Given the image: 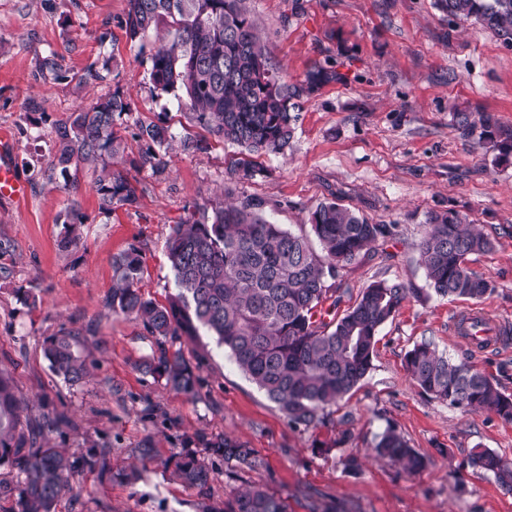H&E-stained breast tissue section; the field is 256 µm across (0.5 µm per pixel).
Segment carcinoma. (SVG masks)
I'll return each instance as SVG.
<instances>
[{
	"instance_id": "cac0c4a2",
	"label": "carcinoma",
	"mask_w": 512,
	"mask_h": 512,
	"mask_svg": "<svg viewBox=\"0 0 512 512\" xmlns=\"http://www.w3.org/2000/svg\"><path fill=\"white\" fill-rule=\"evenodd\" d=\"M435 6L450 20H475L512 46V0H435ZM121 26L134 45L153 29H168L170 39L149 57L153 90L181 92L196 126L240 149V157L229 163L239 183L257 174V158L288 151L298 119L291 100L344 79L333 67H318L305 83L288 85L269 65L245 0H128ZM129 111L130 103L117 89L73 113L56 130L53 167L66 174L83 162L101 165L96 191L107 212L115 204L136 206L132 173L155 169L159 151L175 140L163 121L137 122L136 137L144 148L123 167L119 120ZM452 119L462 135L476 139L493 155L494 163H512V125L487 113L475 118L470 112H455ZM261 206L251 200L230 202L222 194L192 203L165 245L176 288L167 304L159 305L140 292L143 253L131 246L113 261L112 294L105 306L138 321L156 337L158 351L142 369L170 390L198 395L199 374L172 344L204 328L292 425L307 429L321 423L326 408L341 402L365 378L379 329L394 318L410 293L401 282L376 280L343 314L336 313L344 299L352 298L351 288L337 281L341 271L369 255L378 243L395 238L398 225L371 224L334 201L322 202L308 218L319 243L316 249L308 236L266 220L258 213ZM62 224L58 248H77L79 215L65 211ZM492 247L490 238L462 211L430 213L419 244L429 287L451 299L479 300L494 293L495 284L469 267L472 255ZM75 342L76 334L62 332L43 345L53 373L72 385L89 377V364L75 352ZM405 369L441 403L462 412L488 410L512 420L511 394L471 366L443 357L430 342L416 344L405 354ZM20 420L10 377L0 370V465H9L17 474L16 484L0 485V492L14 498V512H55L57 503L73 493L75 475L85 471L129 485L141 480L135 465L112 471L104 447L70 453L29 441L18 430ZM199 448L242 469L266 467L264 458L244 442L197 433L164 465L181 483L201 492L214 470L198 458ZM375 452L410 473L426 465L425 456L393 428L380 436ZM468 466L512 488V464L497 453L475 451ZM224 512H288V503L250 485L237 492Z\"/></svg>"
}]
</instances>
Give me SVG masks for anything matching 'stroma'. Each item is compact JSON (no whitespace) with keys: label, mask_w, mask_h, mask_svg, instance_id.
Returning a JSON list of instances; mask_svg holds the SVG:
<instances>
[{"label":"stroma","mask_w":512,"mask_h":512,"mask_svg":"<svg viewBox=\"0 0 512 512\" xmlns=\"http://www.w3.org/2000/svg\"><path fill=\"white\" fill-rule=\"evenodd\" d=\"M271 65L291 84L315 66H333L341 82L298 101L299 119L287 155L259 160L260 171L239 184L236 198L262 201V214L298 234L319 203L336 200L372 224H394L397 236L349 265L343 279L360 291L379 279L410 288L383 325L373 368L323 423L292 426L279 407L247 380L214 337L183 339L182 351L202 379L197 397L175 394L140 369L157 349L140 324L106 308L113 260L136 246L144 256L141 293L166 303L174 276L165 242L185 206L229 183L235 146L189 122L174 94L153 95L147 53L120 25L128 0H0V139H7L28 185L17 203L0 201V369L11 378L23 418L54 410L68 427L47 433L51 445L73 452L110 448L113 468L135 463L143 438L158 459L133 486L76 475L73 495L56 512H201L232 500L249 485L288 502V512H512V490L467 467L478 448L512 463V421L494 413H464L430 400L404 368L414 344L432 342L512 394V339L477 351L450 322L470 301L436 296L419 264L418 245L429 212L455 207L490 236V251L471 269L492 280L481 308L512 325V164L497 166L452 114L489 112L512 125V47L474 20H448L434 0H246ZM56 71H49L46 60ZM102 78L84 81L88 69ZM121 89L131 104L127 124L166 122L176 137L204 140L203 149L163 153L160 172L144 170L138 205L104 212L95 188L98 167H78L77 187L53 169L55 128L73 112ZM75 207L82 243L63 252L59 216ZM76 332L75 349L91 375L71 386L45 359L44 341ZM395 428L428 459L406 474L375 456L377 437ZM204 432L248 443L266 468L243 471L216 457L207 492L183 486L162 466L185 437ZM363 456L360 473L343 457Z\"/></svg>","instance_id":"obj_1"}]
</instances>
